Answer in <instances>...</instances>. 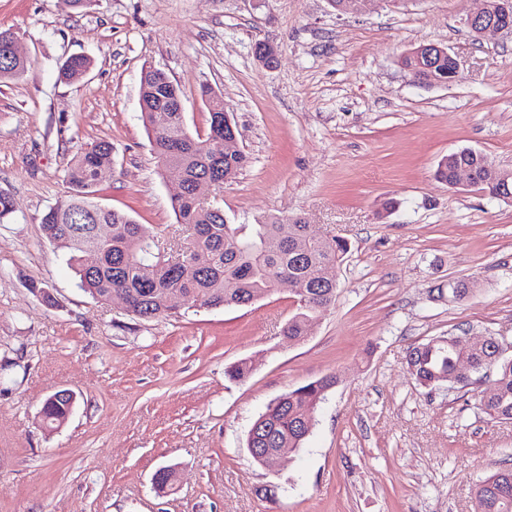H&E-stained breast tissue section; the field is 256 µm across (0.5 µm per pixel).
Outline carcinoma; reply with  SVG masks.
Masks as SVG:
<instances>
[{
	"label": "carcinoma",
	"instance_id": "1",
	"mask_svg": "<svg viewBox=\"0 0 512 512\" xmlns=\"http://www.w3.org/2000/svg\"><path fill=\"white\" fill-rule=\"evenodd\" d=\"M11 30L0 29V83H8L24 74L29 61L10 52ZM433 80L442 84L451 78L448 57L424 60ZM91 67L85 55L68 57L59 69V78L71 82ZM140 110L143 127L158 162L165 168L180 170L184 190L173 202L176 222L189 239V251L182 261L171 264L160 255L161 244L153 231L129 214L104 207L95 201L100 183L99 171L112 167V144L98 141L80 151L67 164L65 179L70 186L68 198L50 208L41 218V230L52 245L62 243L69 250L68 263L79 277V286L97 300L121 293L130 302L140 320L165 316L181 307L187 311L201 308L233 307L243 295L274 293L277 283L287 277L301 288L295 312L281 332L290 341L305 336L314 314L334 303L336 269L348 252L345 240L335 238L319 242L312 238L308 224H281L267 215L252 224H232L224 208L198 198L200 183L221 186L225 177L236 178L249 163V156L224 157V113L208 112L204 131L188 130L182 92L165 72L152 66L142 70ZM466 165L474 173L476 187L496 198L500 194V175L487 170L480 159L466 148L443 157L435 177L446 183L452 168ZM110 229L109 235L102 228ZM98 252L94 266L86 264L87 250ZM151 266L150 276L143 267ZM229 279L236 281L235 292L224 288ZM415 382L433 388L445 378L467 384L484 370L496 373L495 389L474 395V405L492 419L512 420V356L494 344L473 350L438 336L413 344L406 355ZM335 380L331 376L300 386L270 403L255 420L256 435H247L248 448H300L313 427L304 416L311 404L324 397ZM42 423L55 428L67 419V402L44 401ZM481 512H512V468L499 469L477 486Z\"/></svg>",
	"mask_w": 512,
	"mask_h": 512
}]
</instances>
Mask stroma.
<instances>
[{
    "label": "stroma",
    "mask_w": 512,
    "mask_h": 512,
    "mask_svg": "<svg viewBox=\"0 0 512 512\" xmlns=\"http://www.w3.org/2000/svg\"><path fill=\"white\" fill-rule=\"evenodd\" d=\"M480 0H0L29 59L0 85V512H479V480L512 467V421L473 406L474 384L426 389L409 346L459 330L512 342V202L434 177L471 148L512 170V34L476 37ZM278 51L269 68L256 42ZM438 42L457 59L451 83L425 88L399 56ZM89 73L66 84L62 61ZM182 93L189 130L208 117L202 88L232 114L248 166L216 198L234 224L305 218L347 241L335 303L304 340L280 330L288 286L245 307L173 310L149 321L81 289L41 218L65 200V169L95 141L112 144L97 200L178 230V175L161 167L140 120L143 67ZM478 290L458 301L449 282ZM55 298L47 305L41 290ZM245 363L243 380L230 367ZM325 376L302 448L272 468L245 439L281 394ZM79 399L43 428L60 389ZM177 469L157 493L156 470ZM91 67V60L85 55H71L59 69V78L71 82L81 78ZM70 397L69 405L73 406L75 394L73 391L69 389H61L54 392L50 397V400L56 401L57 398ZM48 398L44 401L41 414H42V423L47 428H55L59 427L63 421L67 419L69 414V408L67 406L68 401L57 400V402H49Z\"/></svg>",
    "instance_id": "1"
}]
</instances>
